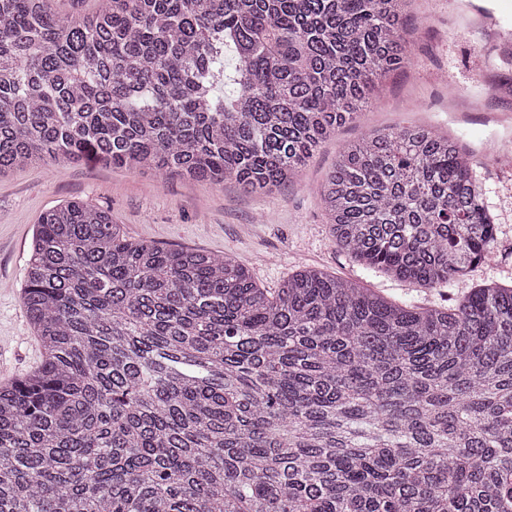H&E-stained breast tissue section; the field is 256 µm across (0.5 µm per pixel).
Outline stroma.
<instances>
[{
  "label": "stroma",
  "mask_w": 512,
  "mask_h": 512,
  "mask_svg": "<svg viewBox=\"0 0 512 512\" xmlns=\"http://www.w3.org/2000/svg\"><path fill=\"white\" fill-rule=\"evenodd\" d=\"M479 4L512 14V0H412L410 65L383 79L379 102L323 142L295 183L272 193L92 161L33 163L0 175V382L42 360L21 302L24 268L39 216L72 200L109 209L129 237L232 255L264 288L278 287L302 266L420 307L450 304L483 284L511 286L512 168L492 157L512 155V122L500 121L512 114V21L482 26L473 11ZM411 124L467 144L498 226L493 255L437 290L366 270L341 252L319 195L344 144L371 130Z\"/></svg>",
  "instance_id": "obj_1"
}]
</instances>
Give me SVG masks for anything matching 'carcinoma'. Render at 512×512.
I'll return each instance as SVG.
<instances>
[{
  "mask_svg": "<svg viewBox=\"0 0 512 512\" xmlns=\"http://www.w3.org/2000/svg\"><path fill=\"white\" fill-rule=\"evenodd\" d=\"M50 2L0 0V174L270 192L410 61L408 0ZM320 197L342 250L424 288L494 251L472 158L425 125L347 144ZM21 300L44 359L0 383V512H512V286L420 308L305 266L270 291L74 200ZM51 7L62 14L80 16L94 11L98 2L96 0H51Z\"/></svg>",
  "mask_w": 512,
  "mask_h": 512,
  "instance_id": "1",
  "label": "carcinoma"
}]
</instances>
